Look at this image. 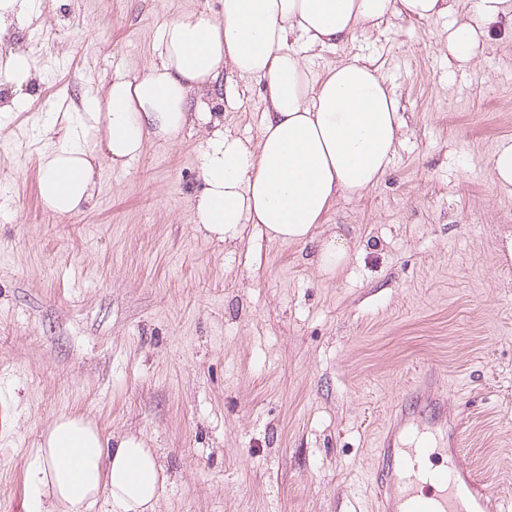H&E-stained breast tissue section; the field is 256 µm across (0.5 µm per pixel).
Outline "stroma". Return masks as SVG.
Listing matches in <instances>:
<instances>
[{"label": "stroma", "instance_id": "35a3bbf8", "mask_svg": "<svg viewBox=\"0 0 512 512\" xmlns=\"http://www.w3.org/2000/svg\"><path fill=\"white\" fill-rule=\"evenodd\" d=\"M187 9L217 18L222 4L43 0L0 43L40 73L0 133V512H27L40 433L67 413L154 450L156 512H370V451L429 366L452 391L465 459L512 495V192L487 165L512 140V32L490 30L462 67L442 50L447 19H391L315 59L317 72L355 56L380 66L404 129L382 181L318 226L351 246L326 273L312 244L195 229L193 131L101 163L80 212L43 208L44 113L142 74L160 26ZM237 90L212 109L225 135L256 138L261 86Z\"/></svg>", "mask_w": 512, "mask_h": 512}]
</instances>
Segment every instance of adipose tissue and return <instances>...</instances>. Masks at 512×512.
Instances as JSON below:
<instances>
[{
	"mask_svg": "<svg viewBox=\"0 0 512 512\" xmlns=\"http://www.w3.org/2000/svg\"><path fill=\"white\" fill-rule=\"evenodd\" d=\"M220 19L185 11L158 31L159 59L143 75L117 74L72 111L48 113L39 165L44 208L81 210L96 187V160L127 165L149 141L200 135L204 188L192 224L217 239L241 225L269 238L306 243L337 199L360 195L386 175L401 143L399 101L379 67L352 58L321 73L310 64L327 48L398 18L449 19V57L476 63L491 27L512 21V0H222ZM37 76L28 54L0 53V85L13 103ZM263 84V119L250 141L224 133L210 99L225 77ZM32 512H89L107 498L114 512H155L162 470L143 439L104 440L90 421L58 416L43 431L28 471Z\"/></svg>",
	"mask_w": 512,
	"mask_h": 512,
	"instance_id": "adipose-tissue-1",
	"label": "adipose tissue"
}]
</instances>
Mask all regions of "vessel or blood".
I'll use <instances>...</instances> for the list:
<instances>
[{"instance_id": "vessel-or-blood-1", "label": "vessel or blood", "mask_w": 512, "mask_h": 512, "mask_svg": "<svg viewBox=\"0 0 512 512\" xmlns=\"http://www.w3.org/2000/svg\"><path fill=\"white\" fill-rule=\"evenodd\" d=\"M437 377L430 368L403 386L379 438L370 472L378 512H512L463 457L460 427L448 422V394ZM420 440L443 460L424 476L415 462Z\"/></svg>"}]
</instances>
